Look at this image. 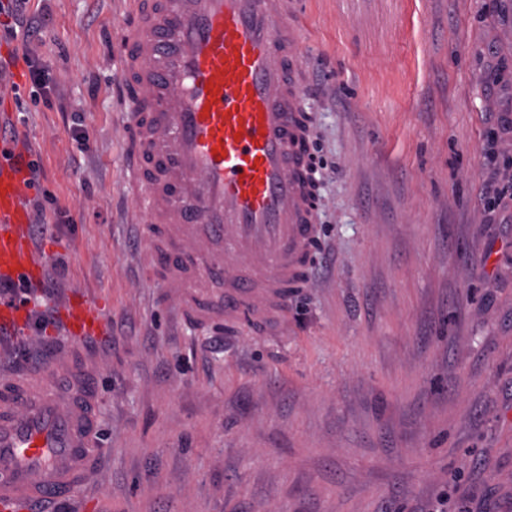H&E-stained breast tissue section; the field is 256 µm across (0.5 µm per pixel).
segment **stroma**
<instances>
[{
  "label": "stroma",
  "mask_w": 512,
  "mask_h": 512,
  "mask_svg": "<svg viewBox=\"0 0 512 512\" xmlns=\"http://www.w3.org/2000/svg\"><path fill=\"white\" fill-rule=\"evenodd\" d=\"M285 8L313 59L320 248L285 318L220 347L178 319L137 230L116 80L129 0H29L31 39L0 16V143L40 164L32 201L76 221L41 240L65 265L47 308L75 292L106 316L79 346L58 323L0 347V376L67 349L68 377L92 385L99 466L56 512H436L443 496L512 512V208L483 196L489 139L512 156V0Z\"/></svg>",
  "instance_id": "obj_1"
}]
</instances>
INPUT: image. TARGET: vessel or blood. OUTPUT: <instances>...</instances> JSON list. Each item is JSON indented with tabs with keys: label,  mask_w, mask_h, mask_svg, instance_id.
<instances>
[{
	"label": "vessel or blood",
	"mask_w": 512,
	"mask_h": 512,
	"mask_svg": "<svg viewBox=\"0 0 512 512\" xmlns=\"http://www.w3.org/2000/svg\"><path fill=\"white\" fill-rule=\"evenodd\" d=\"M281 0H162L126 35L118 79L130 114V178L160 272L181 288L182 318L244 326L283 314L307 275L318 186L299 34ZM28 168L0 155V282L42 279ZM70 339L99 336L97 302L68 295ZM52 367L0 379V512H30L89 473L87 393H53Z\"/></svg>",
	"instance_id": "obj_1"
}]
</instances>
